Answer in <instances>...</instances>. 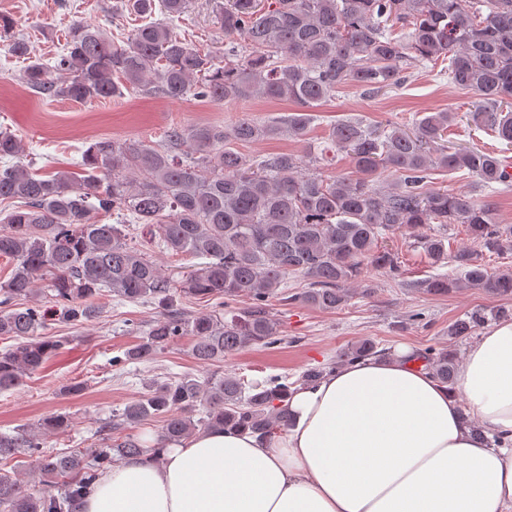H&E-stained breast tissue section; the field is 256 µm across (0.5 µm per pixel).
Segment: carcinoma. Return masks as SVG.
Wrapping results in <instances>:
<instances>
[{"instance_id":"1","label":"carcinoma","mask_w":512,"mask_h":512,"mask_svg":"<svg viewBox=\"0 0 512 512\" xmlns=\"http://www.w3.org/2000/svg\"><path fill=\"white\" fill-rule=\"evenodd\" d=\"M196 0H116L112 13L143 22L121 43L79 21L54 64L31 56L15 39L10 52L29 61L22 79L36 96L93 103L133 90L145 97L213 103L256 99L292 100L304 108L281 121L248 115L231 127L221 123L174 125L156 145L95 140L81 172L40 173L19 161L21 140L0 129V257L13 262L0 283V336L17 344L0 354V391L22 384L61 347L43 340L41 306L19 302L38 295L47 281L50 300L69 321L98 313L91 300L108 290L120 300L146 301L159 309L143 342L127 353L150 361L181 336H192L194 359L206 366L245 348H272L279 341L269 301L288 276L308 281L302 302L336 310L351 296L343 285L363 266L393 277L397 258L379 237L403 226L462 224L477 244L499 249L512 243V225L495 217L494 203L466 192L430 187L433 171L465 170L491 191L512 187V166L494 150L444 144L454 112H433L406 127H371L350 118L335 123L326 141L309 154L319 168L343 153L357 173H307L293 154L247 162L236 145L306 135L307 110L345 85L373 93L397 89L413 63L448 62L451 85L480 99L475 126L512 145V0H205L224 46L200 49L174 30ZM165 20H154L155 11ZM190 150H183L184 146ZM387 171L391 183L380 182ZM102 211L113 224L91 220ZM148 235L171 255L200 260L177 282L132 245ZM448 237L420 241L432 263L448 259ZM454 262L464 281L446 275L420 282L431 295L462 286L512 297V273H490L462 249ZM209 298L227 306L249 304L231 319L213 310L189 314L179 300ZM486 316L455 322L449 335H471ZM379 353L372 340L344 349L339 362ZM438 382L452 385L456 358L446 349L421 355ZM290 386L278 379L252 383L233 374H185L154 380L145 392L100 427L103 447L89 452L44 449L50 430L68 426L54 416L42 429L0 434V461L17 453L34 457L40 485L0 472V512H77L99 473L117 457L145 452L138 439L115 432L148 418L162 419L160 438L178 440L215 425L272 437L288 426Z\"/></svg>"}]
</instances>
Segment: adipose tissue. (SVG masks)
I'll return each instance as SVG.
<instances>
[{
	"label": "adipose tissue",
	"mask_w": 512,
	"mask_h": 512,
	"mask_svg": "<svg viewBox=\"0 0 512 512\" xmlns=\"http://www.w3.org/2000/svg\"><path fill=\"white\" fill-rule=\"evenodd\" d=\"M287 404L270 439L221 426L143 437L145 454L114 461L81 512H512V322L467 346L453 386L400 346Z\"/></svg>",
	"instance_id": "adipose-tissue-1"
}]
</instances>
